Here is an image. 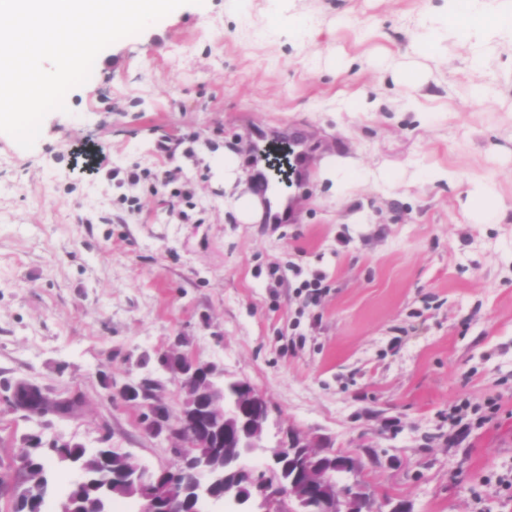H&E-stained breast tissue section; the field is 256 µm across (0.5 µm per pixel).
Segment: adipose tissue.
Wrapping results in <instances>:
<instances>
[{"label": "adipose tissue", "mask_w": 512, "mask_h": 512, "mask_svg": "<svg viewBox=\"0 0 512 512\" xmlns=\"http://www.w3.org/2000/svg\"><path fill=\"white\" fill-rule=\"evenodd\" d=\"M507 0H448L445 26L429 25L425 49L435 48L443 36H453L468 50L467 64L472 72L484 69L482 45L495 37L512 43V11H506Z\"/></svg>", "instance_id": "1"}]
</instances>
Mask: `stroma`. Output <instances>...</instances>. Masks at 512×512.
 Listing matches in <instances>:
<instances>
[{
  "label": "stroma",
  "instance_id": "stroma-1",
  "mask_svg": "<svg viewBox=\"0 0 512 512\" xmlns=\"http://www.w3.org/2000/svg\"><path fill=\"white\" fill-rule=\"evenodd\" d=\"M447 14L448 0H190L105 48L32 149L0 133V466L54 443L175 465L183 357L261 391L269 436L292 425L360 456L377 497L512 512V45L487 43L500 100L472 99L463 48L421 49ZM295 136L307 164L279 189L288 223L240 222L220 158L250 164L252 145ZM165 138L174 154L157 153ZM343 159L360 176L335 195L325 174ZM135 168L149 176L132 188ZM479 175L502 223L463 206ZM20 382L80 409L17 408Z\"/></svg>",
  "mask_w": 512,
  "mask_h": 512
}]
</instances>
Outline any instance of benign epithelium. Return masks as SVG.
I'll return each instance as SVG.
<instances>
[{"label": "benign epithelium", "mask_w": 512, "mask_h": 512, "mask_svg": "<svg viewBox=\"0 0 512 512\" xmlns=\"http://www.w3.org/2000/svg\"><path fill=\"white\" fill-rule=\"evenodd\" d=\"M183 410L176 433L190 447L173 468L154 471L136 463L139 481L126 498L139 512H202L205 501L224 502L242 512H381L362 478L361 458L320 449L295 427L267 438L270 407L265 396L244 379L217 380L208 366L182 367ZM264 457L263 469L248 465ZM350 483L335 484L341 478ZM99 487L111 512L110 483Z\"/></svg>", "instance_id": "obj_1"}]
</instances>
